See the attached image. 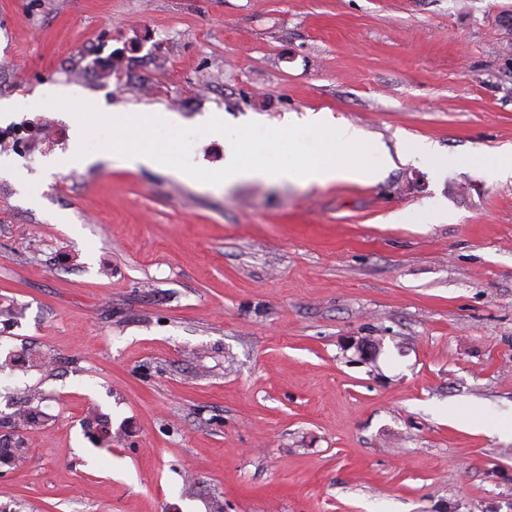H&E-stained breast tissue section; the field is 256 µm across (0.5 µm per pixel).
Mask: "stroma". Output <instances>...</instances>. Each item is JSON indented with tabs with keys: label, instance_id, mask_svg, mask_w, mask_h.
I'll list each match as a JSON object with an SVG mask.
<instances>
[{
	"label": "stroma",
	"instance_id": "35a3bbf8",
	"mask_svg": "<svg viewBox=\"0 0 512 512\" xmlns=\"http://www.w3.org/2000/svg\"><path fill=\"white\" fill-rule=\"evenodd\" d=\"M512 0H0V101L58 88L194 126L328 110L443 175L201 187L99 162L39 182L59 107L0 130V465L13 512H512ZM94 84L68 78L88 46ZM441 199L444 224H393ZM67 223L56 221L57 214ZM371 340L361 356L356 341ZM32 409L41 422L13 429ZM112 426L99 441L87 412ZM396 156L403 164L412 162L429 168H439L444 162L448 163L439 146L428 141L408 142L398 149ZM464 161L487 169L496 179L512 178V145L505 144L493 150L477 148Z\"/></svg>",
	"mask_w": 512,
	"mask_h": 512
}]
</instances>
